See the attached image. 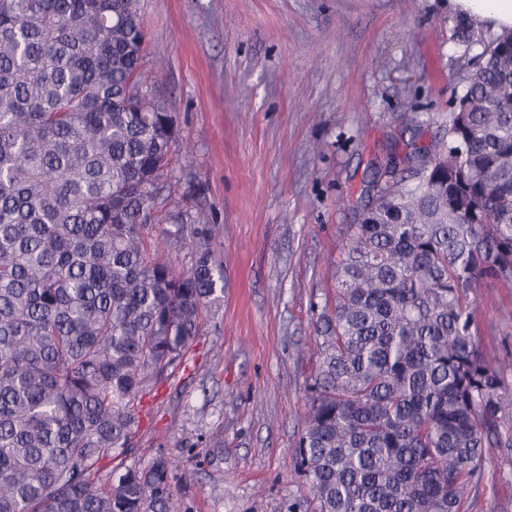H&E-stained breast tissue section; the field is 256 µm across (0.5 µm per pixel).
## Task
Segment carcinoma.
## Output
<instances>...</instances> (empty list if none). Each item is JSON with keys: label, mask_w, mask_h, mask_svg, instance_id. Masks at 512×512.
I'll list each match as a JSON object with an SVG mask.
<instances>
[{"label": "carcinoma", "mask_w": 512, "mask_h": 512, "mask_svg": "<svg viewBox=\"0 0 512 512\" xmlns=\"http://www.w3.org/2000/svg\"><path fill=\"white\" fill-rule=\"evenodd\" d=\"M145 42L140 0H0V512H170L180 458L125 459L224 296L223 227L178 215L148 249L176 130ZM405 130L347 200L288 512H463L486 449L512 454L475 328L476 288L512 281V30L442 135ZM172 240L190 270L150 257Z\"/></svg>", "instance_id": "obj_1"}]
</instances>
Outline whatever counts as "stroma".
Wrapping results in <instances>:
<instances>
[{"label":"stroma","instance_id":"35a3bbf8","mask_svg":"<svg viewBox=\"0 0 512 512\" xmlns=\"http://www.w3.org/2000/svg\"><path fill=\"white\" fill-rule=\"evenodd\" d=\"M143 71L177 129L151 238L206 212L224 296L189 368L143 398L138 446L180 456L174 512H287L305 494L289 459L316 356L313 303L351 211L341 201L414 118L441 134L476 67L448 0H141ZM484 351L512 361V283H482ZM466 512H512V455L491 448Z\"/></svg>","mask_w":512,"mask_h":512}]
</instances>
